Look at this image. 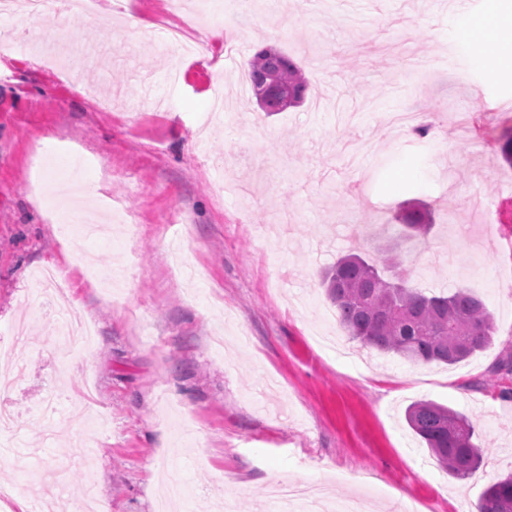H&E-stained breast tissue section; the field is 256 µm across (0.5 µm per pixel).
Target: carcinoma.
I'll list each match as a JSON object with an SVG mask.
<instances>
[{
  "mask_svg": "<svg viewBox=\"0 0 512 512\" xmlns=\"http://www.w3.org/2000/svg\"><path fill=\"white\" fill-rule=\"evenodd\" d=\"M248 76L253 92L273 79L288 87L297 104L309 88L299 64L273 47L255 52ZM427 217L426 207L411 205L397 213L395 220L409 235L424 236L430 228ZM397 265L393 256L379 267L349 254L325 273L323 284L350 339L412 363L447 365L492 344L493 320L481 299L462 288L426 295L407 287L401 278L385 276L384 269ZM406 421L448 475L463 479L480 466L481 453L472 442L474 428L465 416L422 400L409 406ZM477 512H512V475L485 489Z\"/></svg>",
  "mask_w": 512,
  "mask_h": 512,
  "instance_id": "1",
  "label": "carcinoma"
}]
</instances>
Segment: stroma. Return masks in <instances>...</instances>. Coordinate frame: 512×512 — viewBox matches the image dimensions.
I'll list each match as a JSON object with an SVG mask.
<instances>
[{
    "label": "stroma",
    "mask_w": 512,
    "mask_h": 512,
    "mask_svg": "<svg viewBox=\"0 0 512 512\" xmlns=\"http://www.w3.org/2000/svg\"><path fill=\"white\" fill-rule=\"evenodd\" d=\"M114 0L69 27L13 8L0 32V385L16 434L0 450V512L61 501L81 512H281L269 484L330 485L371 512H473L512 472V53L493 80L458 43L440 0ZM186 27L195 54L174 56ZM246 54L205 57L213 32ZM275 46L303 69L304 104L266 114L250 53ZM98 87L86 92L87 83ZM411 112L426 136L391 127ZM105 234L77 235L54 201L74 154ZM422 203L433 226L393 219ZM400 256L420 291L464 288L492 344L454 365L413 364L349 340L322 276L343 254ZM70 280L72 319L94 345L61 364L34 279ZM23 336H16L17 325ZM63 394L43 409L50 389ZM431 400L474 425L482 463L455 479L408 427Z\"/></svg>",
    "instance_id": "35a3bbf8"
}]
</instances>
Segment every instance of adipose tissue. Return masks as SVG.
<instances>
[{
  "mask_svg": "<svg viewBox=\"0 0 512 512\" xmlns=\"http://www.w3.org/2000/svg\"><path fill=\"white\" fill-rule=\"evenodd\" d=\"M456 25L466 39L479 47L472 58L475 67L484 71L493 70L500 44L512 40V9L501 4L500 0H493L484 15L478 18L468 14L458 15Z\"/></svg>",
  "mask_w": 512,
  "mask_h": 512,
  "instance_id": "ef3b65f1",
  "label": "adipose tissue"
}]
</instances>
